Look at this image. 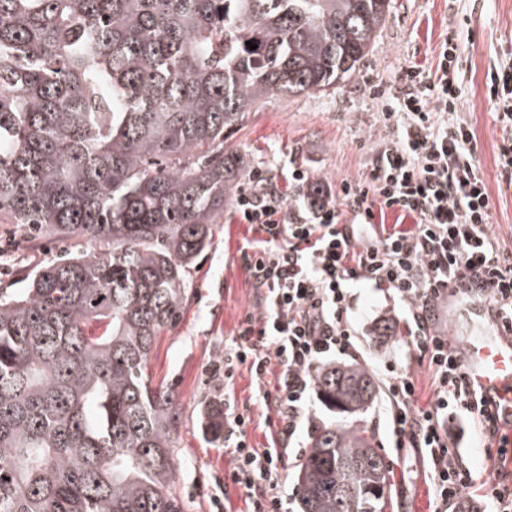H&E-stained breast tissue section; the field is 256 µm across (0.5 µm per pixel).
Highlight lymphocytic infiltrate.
Masks as SVG:
<instances>
[{
  "mask_svg": "<svg viewBox=\"0 0 512 512\" xmlns=\"http://www.w3.org/2000/svg\"><path fill=\"white\" fill-rule=\"evenodd\" d=\"M458 62L450 42L441 53L440 77L401 71L397 107L383 115L392 139L362 180L341 181L336 197L289 210L277 176L259 168L251 187L235 198L243 223L263 234L241 252L261 311L245 316L234 347L212 370L230 380L245 364L260 384L271 365L281 369L278 392L260 393L279 423L274 447L249 443V412L233 405L224 410L225 438L234 447L230 477L247 492L251 512H293L283 489V458L314 419L316 368L354 347L348 314L351 290L360 283L390 288L401 299L410 344L432 372L433 397L425 408L416 404L413 376L385 386L395 447L425 450L444 512L471 483L469 470L459 464L461 433L478 425L496 449V512H512V472L505 465L512 437L471 386L447 337L429 323L440 300L462 294L487 303L502 331L512 335V252L500 249L490 229L475 133L455 116L462 93L446 72ZM487 94L503 131L498 165L512 181V58L491 72ZM391 211L411 217V225L386 228L383 219Z\"/></svg>",
  "mask_w": 512,
  "mask_h": 512,
  "instance_id": "f902f5d3",
  "label": "lymphocytic infiltrate"
}]
</instances>
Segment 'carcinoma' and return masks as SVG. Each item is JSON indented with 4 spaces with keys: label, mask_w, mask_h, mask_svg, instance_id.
Masks as SVG:
<instances>
[{
    "label": "carcinoma",
    "mask_w": 512,
    "mask_h": 512,
    "mask_svg": "<svg viewBox=\"0 0 512 512\" xmlns=\"http://www.w3.org/2000/svg\"><path fill=\"white\" fill-rule=\"evenodd\" d=\"M391 4L0 0V216L88 244L0 289V512H185L180 403L147 361L249 174L224 130L271 95L349 81ZM315 383L344 416L379 393L361 367ZM208 415L223 435L224 404ZM296 480L301 512L389 505L391 473L355 421L316 427Z\"/></svg>",
    "instance_id": "obj_1"
}]
</instances>
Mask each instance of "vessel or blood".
<instances>
[{
	"instance_id": "1",
	"label": "vessel or blood",
	"mask_w": 512,
	"mask_h": 512,
	"mask_svg": "<svg viewBox=\"0 0 512 512\" xmlns=\"http://www.w3.org/2000/svg\"><path fill=\"white\" fill-rule=\"evenodd\" d=\"M470 320V334L461 349L469 380L484 402L512 425V335L499 330L487 305L471 298L461 301Z\"/></svg>"
}]
</instances>
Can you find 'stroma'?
Returning <instances> with one entry per match:
<instances>
[{
	"label": "stroma",
	"mask_w": 512,
	"mask_h": 512,
	"mask_svg": "<svg viewBox=\"0 0 512 512\" xmlns=\"http://www.w3.org/2000/svg\"><path fill=\"white\" fill-rule=\"evenodd\" d=\"M454 39L460 58L453 77L465 97L457 112L476 135V159L484 174L491 203V231L512 252V183L497 164L501 128L486 96L489 75L512 57V0H394L378 32L372 52L348 82L310 95L265 99L255 112L230 130L224 148L244 154L251 168H269L279 176L300 168L310 182L337 190L341 180L357 181L369 171L377 151L389 139L383 114L400 71L414 67L436 73L439 54ZM260 238L226 207L214 226L207 249L188 269V299L178 321L158 337L148 360L154 380L169 384L182 410L175 436V489L186 512H211L214 499L227 502L228 512H248V495L229 477L231 449L223 440L205 435L200 412L210 400L230 397L251 410L246 428L253 447L264 448L275 434L258 402L247 366L232 381L209 371L223 361L247 312H259V297L242 266L240 248ZM0 286L16 287L21 278L69 252L87 245L81 238L22 239L17 225L0 222ZM349 320L357 331L351 362L365 367L377 384L410 373L417 382V403L427 406L432 375L409 348L404 308L387 288L360 285L352 290ZM389 324L388 338L375 337L377 326ZM376 433L379 452L392 474L391 512H434V490L417 448H395L389 435L388 407L377 398L361 418ZM460 464L472 485L463 502L472 512H494L489 486L494 466L478 427H470Z\"/></svg>",
	"instance_id": "1"
}]
</instances>
